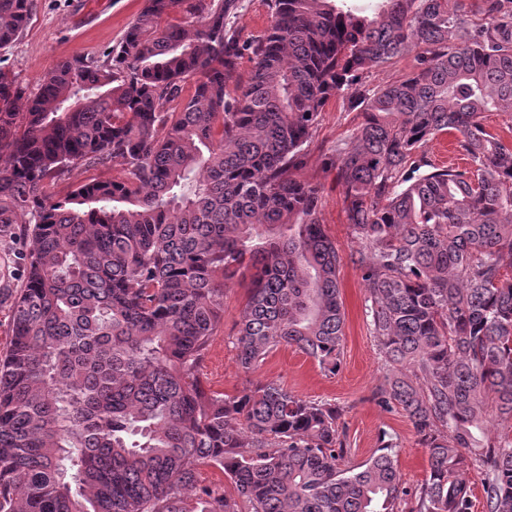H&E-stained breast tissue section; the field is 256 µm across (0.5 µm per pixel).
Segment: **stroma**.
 Returning a JSON list of instances; mask_svg holds the SVG:
<instances>
[{
    "label": "stroma",
    "instance_id": "35a3bbf8",
    "mask_svg": "<svg viewBox=\"0 0 512 512\" xmlns=\"http://www.w3.org/2000/svg\"><path fill=\"white\" fill-rule=\"evenodd\" d=\"M144 0H33L31 20L22 37L0 48V70L14 75L28 89H36L40 77L60 61L77 56H102L125 34L140 13ZM417 67L416 51H408L365 71L359 91L402 79ZM362 116L346 98L334 96L322 107L304 163L297 177L319 191V208L327 233L343 258L340 299L345 313L341 365L336 374H325L317 362L291 347H278L251 371L238 363L233 341L247 288L240 280L224 289V325L212 341L202 368L206 389L229 396L245 386L275 383L306 400L329 401L343 408L351 462L369 459L382 440L396 446L398 469L407 494L400 508L410 512L413 495L429 474L428 450L421 444L410 420L401 410L385 411L375 401L385 387L387 370L367 316V291L351 255L357 244L343 211L342 188L336 182V147L349 140ZM31 241L22 225L0 236V355L11 339L12 289L23 283L22 255Z\"/></svg>",
    "mask_w": 512,
    "mask_h": 512
}]
</instances>
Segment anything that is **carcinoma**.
Here are the masks:
<instances>
[{
	"instance_id": "1",
	"label": "carcinoma",
	"mask_w": 512,
	"mask_h": 512,
	"mask_svg": "<svg viewBox=\"0 0 512 512\" xmlns=\"http://www.w3.org/2000/svg\"><path fill=\"white\" fill-rule=\"evenodd\" d=\"M346 2L270 0L243 41L240 0H145L104 58L60 62L25 99L0 71V228L33 241L0 359V512H399L395 446L342 466L340 408L201 382L224 285L246 276L242 368L290 346L339 370L342 257L294 171L342 93L362 111L336 180L393 368L381 403L429 453L412 512H472L473 470L485 512H512V437L486 427L512 423V141L483 123L512 117V0ZM31 11L0 0V48ZM413 48L417 71L354 89ZM447 131L461 169L428 159ZM113 159L123 175L78 179ZM202 464L233 492L200 486ZM240 3L233 25L241 38L251 40L265 34L271 24L268 0H241Z\"/></svg>"
}]
</instances>
